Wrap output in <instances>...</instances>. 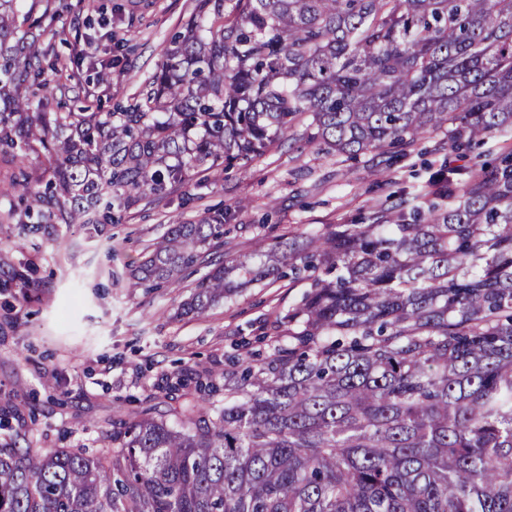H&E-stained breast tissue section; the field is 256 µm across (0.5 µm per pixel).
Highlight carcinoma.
<instances>
[{
  "label": "carcinoma",
  "instance_id": "obj_1",
  "mask_svg": "<svg viewBox=\"0 0 512 512\" xmlns=\"http://www.w3.org/2000/svg\"><path fill=\"white\" fill-rule=\"evenodd\" d=\"M64 2L0 0V195L32 232L118 224L291 134L354 159L446 130L461 156L512 127V0H194L116 112L37 93L73 77L38 36ZM71 38L89 56L83 22ZM435 176L425 210L399 190L254 256L216 250L223 211L170 225L131 275L208 268L186 314L231 296L228 273L306 283L272 352L224 372V404L121 421L101 452L3 440L0 512H512V149Z\"/></svg>",
  "mask_w": 512,
  "mask_h": 512
}]
</instances>
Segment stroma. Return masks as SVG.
<instances>
[{
    "instance_id": "obj_1",
    "label": "stroma",
    "mask_w": 512,
    "mask_h": 512,
    "mask_svg": "<svg viewBox=\"0 0 512 512\" xmlns=\"http://www.w3.org/2000/svg\"><path fill=\"white\" fill-rule=\"evenodd\" d=\"M81 0V16L107 11L91 35L97 49L75 80L108 109L137 92L161 60L193 0ZM132 64L114 66L115 43ZM444 134H429L406 156L382 148L357 159L329 154L291 139L281 147L209 178L196 177L169 199H144L120 224L63 227L25 234L0 224V258L25 270L26 280L0 290V430L49 453L95 452L113 422L171 403L169 377L210 375L215 387L203 405L224 401V366L238 344L255 341L275 310L299 302L304 283L279 280L242 290L203 316L179 315L198 273L183 272L179 287L145 292L128 269L169 224L227 211L224 242L231 255L251 253L258 239L363 222L393 191L425 193L431 172L447 160Z\"/></svg>"
}]
</instances>
